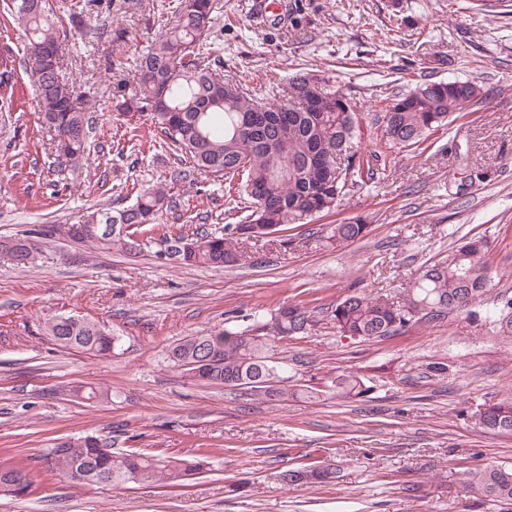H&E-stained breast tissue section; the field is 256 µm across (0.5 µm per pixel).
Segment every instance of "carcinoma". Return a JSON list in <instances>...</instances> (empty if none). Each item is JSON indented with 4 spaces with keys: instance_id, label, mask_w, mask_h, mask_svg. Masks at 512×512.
<instances>
[{
    "instance_id": "cac0c4a2",
    "label": "carcinoma",
    "mask_w": 512,
    "mask_h": 512,
    "mask_svg": "<svg viewBox=\"0 0 512 512\" xmlns=\"http://www.w3.org/2000/svg\"><path fill=\"white\" fill-rule=\"evenodd\" d=\"M27 40L26 68L34 77L37 106L51 133L58 154L77 157L87 149L94 124L88 111L77 106L83 92L57 76L63 67L59 27L45 13L42 0H11ZM213 0H178L174 20L165 33L139 55L135 93L124 98L126 111L148 113L154 128L190 159V168L170 172L169 183L184 182L190 171L241 182L228 185L229 196L247 201L250 214L242 224H226L224 232H204L192 242L196 250L186 265L213 268L241 261L238 241L255 229L276 231L292 224H307L335 208L348 183H362L372 171L371 159L357 160L353 139L356 107L338 92L325 90L316 78L303 73L288 77L286 100L272 106L248 92L241 82L211 67L212 47L203 37L212 27ZM481 98L474 81H424L381 108L379 137L384 149L419 145L426 132L453 122L456 112ZM168 204L166 187L148 188L129 207L113 211L96 208L83 224L112 222L135 231L155 224ZM367 225L335 224L327 242L342 246L365 236ZM28 236L0 237V254L20 265L35 259L38 250L25 245ZM75 242L91 251L125 250L129 236L114 232L80 236ZM489 244L472 238L448 254V259L426 267L410 282L403 302L352 291L336 301L330 321L341 337L373 339L396 334L410 323L433 321L454 310H465L512 335V296L498 294L491 308L482 307L490 278L485 254ZM318 323L315 312L301 305L281 307L257 321L251 329L210 331L186 336L172 347L169 359L197 384L240 389L266 401L287 402L297 395L320 396V390L290 385L285 364L273 354L274 343L302 336ZM47 334L64 349L91 356H107L116 338L106 327L79 316H56L46 322ZM375 385L353 371H344L327 385L338 399L362 401ZM81 399L103 403L112 398L109 388L85 385ZM483 430L512 434V397L476 414ZM60 480L79 473L85 484L104 481L123 488L130 483H176L200 474L206 460L147 455L112 448V442L86 434L57 442L44 456ZM22 466L10 458L0 461V494L19 495L13 487ZM342 466L327 460L287 471L288 485L327 486L341 478ZM459 483L476 497L512 512V466L467 468Z\"/></svg>"
}]
</instances>
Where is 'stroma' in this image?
Returning a JSON list of instances; mask_svg holds the SVG:
<instances>
[{"label":"stroma","instance_id":"obj_1","mask_svg":"<svg viewBox=\"0 0 512 512\" xmlns=\"http://www.w3.org/2000/svg\"><path fill=\"white\" fill-rule=\"evenodd\" d=\"M47 0L68 33L66 77L92 84L91 147L63 160L43 140L26 39L0 9V236L49 225L36 261L0 258V457L27 466L32 487L1 496L0 512H500L458 482L465 468L512 466V434L480 431L476 410L512 394V338L467 312L373 340L343 338L329 320L277 343L291 383L319 387L336 374L377 377L368 401L322 394L255 401L188 380L169 359L181 338L243 329L283 305L325 311L349 290L403 295L424 267L482 237L491 291L512 294V0H287L257 20L252 0H214V66L247 87L304 72L356 102L355 140L369 155L377 105L424 80H474L481 103L424 142L395 148L374 176L348 187L335 209L278 236L243 241L239 264L215 269L161 260V235L234 223L224 181L194 174L173 186L135 253L92 252L67 235L87 208L118 210L181 164L147 116L125 115L118 82L136 88L135 61L172 16L174 0H112L111 11ZM123 39L99 37V30ZM368 234L333 249L330 225ZM76 315L117 338L112 355L60 348L47 319ZM110 388L107 403L72 387ZM95 433L115 447L210 457L178 485L60 483L39 459L64 438ZM342 461L333 486L287 488L283 472Z\"/></svg>","mask_w":512,"mask_h":512}]
</instances>
